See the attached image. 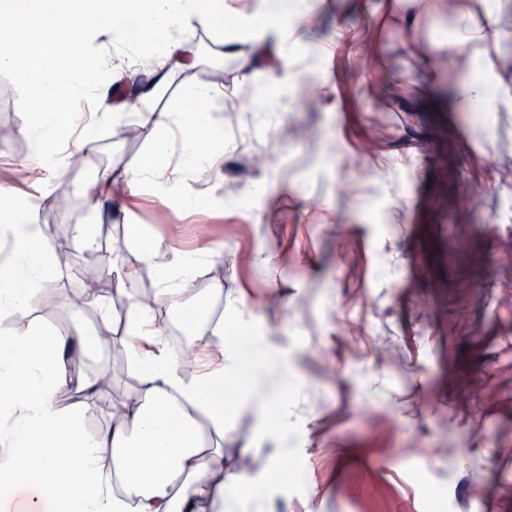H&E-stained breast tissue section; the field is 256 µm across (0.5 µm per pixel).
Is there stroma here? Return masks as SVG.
I'll list each match as a JSON object with an SVG mask.
<instances>
[{"label": "stroma", "mask_w": 512, "mask_h": 512, "mask_svg": "<svg viewBox=\"0 0 512 512\" xmlns=\"http://www.w3.org/2000/svg\"><path fill=\"white\" fill-rule=\"evenodd\" d=\"M307 3L309 21L274 71L254 63L248 44L223 55L201 27L184 43L195 67L163 84L116 69L97 98L77 104L97 143L86 165L71 170L82 132H67L33 184L17 177L37 156L21 132L32 115L0 72V128L10 131L0 138V192L13 213L32 215L56 244H73L77 224L99 231L96 250L39 289L32 316L61 336L96 325L83 302L90 281L122 282L113 305L131 309L140 294L123 279L137 254L111 239L136 226L163 247L190 249L205 218L212 250L158 323L172 334L171 317L207 305L223 284L225 337L265 338L292 378L281 426L294 467L279 477L247 404L227 413L225 483L239 475L238 454L251 458L254 480L271 482L272 512H512V265L503 261L512 109L478 120L437 99L452 71L512 83V35L486 57L471 43L449 54L446 0ZM456 13L475 32L512 15V0H458ZM214 69L224 72V109L212 127L232 147L191 171L171 146L161 164L180 197L151 180L102 195L101 170L136 171L158 113L177 124ZM384 71L395 95L379 105ZM150 84L156 92L142 99ZM468 194L472 205L459 209ZM73 371L113 398L137 396L130 368L113 367L106 351L78 355Z\"/></svg>", "instance_id": "35a3bbf8"}]
</instances>
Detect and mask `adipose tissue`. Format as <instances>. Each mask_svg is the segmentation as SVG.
<instances>
[{
	"mask_svg": "<svg viewBox=\"0 0 512 512\" xmlns=\"http://www.w3.org/2000/svg\"><path fill=\"white\" fill-rule=\"evenodd\" d=\"M50 12L32 20L0 0V72L10 73L22 90L23 106H37L38 125L31 134L41 154H48L60 136L81 121L77 99L93 94L109 68L91 45L101 35L124 42L114 24L129 0H50ZM262 16L254 42L267 36L284 41L282 20H302L298 0H279L277 19H267L266 0H255ZM224 15L223 0H147L140 13L156 56H143L140 66L152 72L187 70L194 61L182 50L179 36L196 27H210ZM83 31L81 45L70 39L73 25ZM185 167H207L213 143L204 117L179 127ZM13 241V257L0 266V315L11 317L0 328V384L22 380L24 395H0V512H198L208 497L212 512H235L241 501L266 504V488L242 477L232 488L217 482L211 457L221 455L224 411L240 402L242 391L235 353L224 350V329L195 338L194 373L185 376L151 309L140 306L128 325L124 354L137 375L139 398L129 409L113 407L109 426L92 434L84 422L97 408L101 392L90 382L72 383L71 351L103 345L104 336L76 326L71 339L29 320L31 296L53 278L57 267L44 263L53 254L51 242L35 225L0 226ZM159 274L158 298L175 293L193 269L183 254L149 244L125 278L135 282L141 268ZM75 385L82 399L60 406L59 391ZM204 416L207 426L196 418Z\"/></svg>",
	"mask_w": 512,
	"mask_h": 512,
	"instance_id": "ef3b65f1",
	"label": "adipose tissue"
}]
</instances>
